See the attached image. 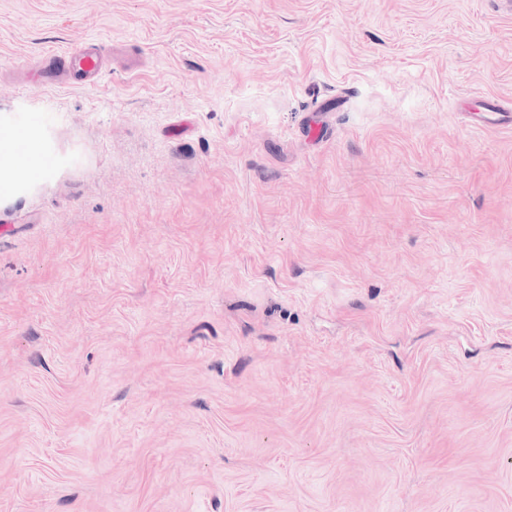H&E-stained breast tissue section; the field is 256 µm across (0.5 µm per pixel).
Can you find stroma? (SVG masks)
<instances>
[{"mask_svg": "<svg viewBox=\"0 0 512 512\" xmlns=\"http://www.w3.org/2000/svg\"><path fill=\"white\" fill-rule=\"evenodd\" d=\"M487 98L512 0H0V512H512ZM64 57L68 60L69 66L74 70L82 80L89 85L97 84V75L100 70L99 59L86 52L81 51H64L58 58ZM23 148L26 154V165L17 168L14 160L18 154V148ZM14 171L15 177L4 181L0 179V194L11 192L18 181H23L31 174L46 172V162L42 154L35 147V135L32 131H25L18 140L0 141V173L2 171Z\"/></svg>", "mask_w": 512, "mask_h": 512, "instance_id": "stroma-1", "label": "stroma"}]
</instances>
